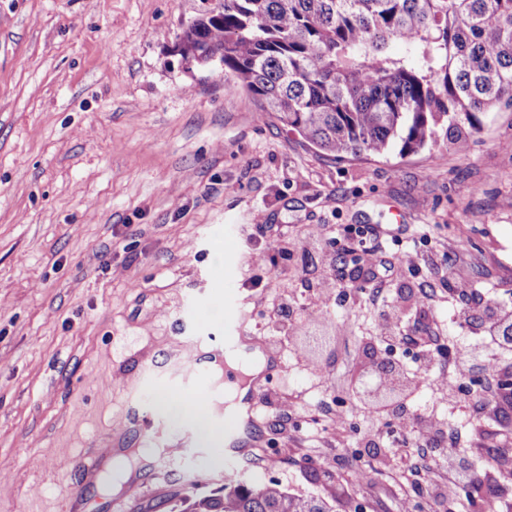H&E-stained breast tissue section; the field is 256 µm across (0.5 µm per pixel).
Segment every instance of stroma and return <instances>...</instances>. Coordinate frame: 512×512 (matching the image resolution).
Returning <instances> with one entry per match:
<instances>
[{
	"label": "stroma",
	"instance_id": "1",
	"mask_svg": "<svg viewBox=\"0 0 512 512\" xmlns=\"http://www.w3.org/2000/svg\"><path fill=\"white\" fill-rule=\"evenodd\" d=\"M203 7L0 0V512H62L80 456L150 442L127 512H185L230 464L336 512H448L427 474L400 482L409 449L367 433L431 414L460 439L444 460L471 463L512 431L470 410L493 401L487 380L438 390L397 341L421 323L441 365L448 346L482 344L463 293L512 308V106L482 114L463 153L442 139L332 159L228 92L222 68L176 53ZM361 229L389 264L381 280ZM232 311L245 344L281 362L259 398L271 467L200 446L156 405L177 387L171 365L223 342ZM387 350L411 388L380 415L353 380Z\"/></svg>",
	"mask_w": 512,
	"mask_h": 512
}]
</instances>
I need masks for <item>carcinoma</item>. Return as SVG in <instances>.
Wrapping results in <instances>:
<instances>
[{"label": "carcinoma", "mask_w": 512, "mask_h": 512, "mask_svg": "<svg viewBox=\"0 0 512 512\" xmlns=\"http://www.w3.org/2000/svg\"><path fill=\"white\" fill-rule=\"evenodd\" d=\"M177 51L224 68L262 112L329 156L402 157L444 136L458 152L480 114L512 105V0H217ZM394 41L404 53L390 50ZM188 512H333L233 473Z\"/></svg>", "instance_id": "carcinoma-1"}]
</instances>
